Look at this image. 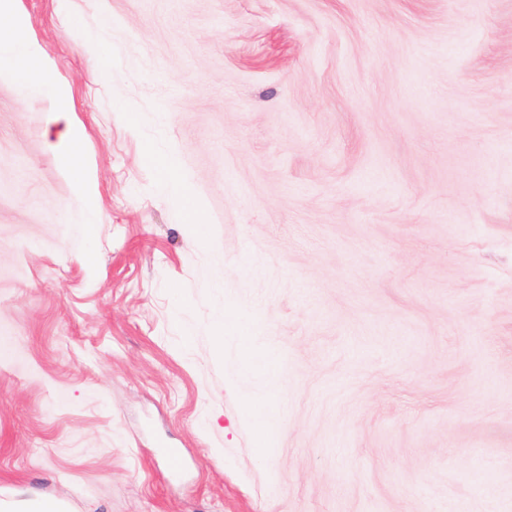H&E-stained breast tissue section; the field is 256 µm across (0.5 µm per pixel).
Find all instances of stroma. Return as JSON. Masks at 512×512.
Instances as JSON below:
<instances>
[{"label": "stroma", "mask_w": 512, "mask_h": 512, "mask_svg": "<svg viewBox=\"0 0 512 512\" xmlns=\"http://www.w3.org/2000/svg\"><path fill=\"white\" fill-rule=\"evenodd\" d=\"M18 6L103 219L1 80L0 499L512 512V0ZM163 166L170 173V178L165 182V188L176 200L180 202L187 217V226L192 232H199L202 224L199 220L200 209L190 200V189L185 178L179 174L176 163L172 157L163 161Z\"/></svg>", "instance_id": "35a3bbf8"}]
</instances>
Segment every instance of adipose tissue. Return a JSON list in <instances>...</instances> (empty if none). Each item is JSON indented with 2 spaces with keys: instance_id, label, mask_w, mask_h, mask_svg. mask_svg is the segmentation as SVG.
I'll return each mask as SVG.
<instances>
[{
  "instance_id": "obj_1",
  "label": "adipose tissue",
  "mask_w": 512,
  "mask_h": 512,
  "mask_svg": "<svg viewBox=\"0 0 512 512\" xmlns=\"http://www.w3.org/2000/svg\"><path fill=\"white\" fill-rule=\"evenodd\" d=\"M17 82L27 94L50 96L47 122L51 143L61 167L70 173L74 194L83 205L85 224L100 223L97 179L82 145L83 126L73 118V95L68 84L59 82L48 54L37 42L29 18L18 8V0H0V79Z\"/></svg>"
}]
</instances>
